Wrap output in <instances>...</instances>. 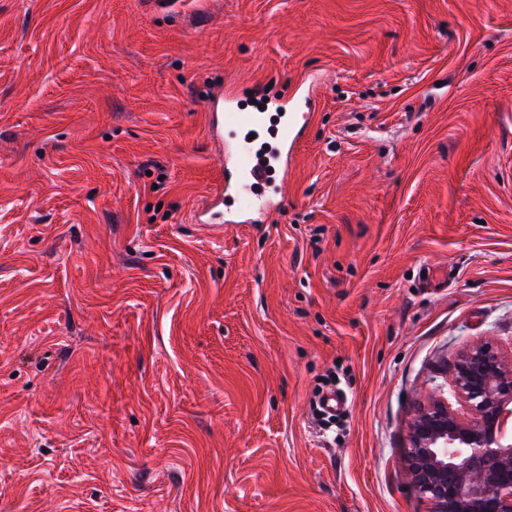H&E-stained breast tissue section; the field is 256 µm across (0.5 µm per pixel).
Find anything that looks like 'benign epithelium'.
<instances>
[{"label": "benign epithelium", "instance_id": "benign-epithelium-1", "mask_svg": "<svg viewBox=\"0 0 512 512\" xmlns=\"http://www.w3.org/2000/svg\"><path fill=\"white\" fill-rule=\"evenodd\" d=\"M449 394L409 424L404 469L430 512H512V364L489 342L461 352L447 367Z\"/></svg>", "mask_w": 512, "mask_h": 512}]
</instances>
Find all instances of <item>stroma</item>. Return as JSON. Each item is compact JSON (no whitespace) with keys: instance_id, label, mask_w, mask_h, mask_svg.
Masks as SVG:
<instances>
[{"instance_id":"obj_1","label":"stroma","mask_w":512,"mask_h":512,"mask_svg":"<svg viewBox=\"0 0 512 512\" xmlns=\"http://www.w3.org/2000/svg\"><path fill=\"white\" fill-rule=\"evenodd\" d=\"M255 85L315 96L284 201L194 223ZM482 339L512 0H0V512H429L408 425Z\"/></svg>"}]
</instances>
